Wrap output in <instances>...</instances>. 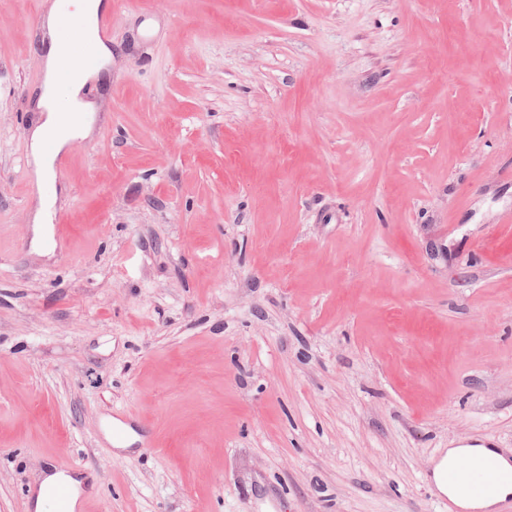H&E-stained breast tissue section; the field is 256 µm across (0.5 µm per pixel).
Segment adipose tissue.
<instances>
[{"label":"adipose tissue","instance_id":"obj_1","mask_svg":"<svg viewBox=\"0 0 512 512\" xmlns=\"http://www.w3.org/2000/svg\"><path fill=\"white\" fill-rule=\"evenodd\" d=\"M99 70L82 73L73 82L61 86L54 81H47L38 100V107L42 113L41 122L30 133V147L33 162L38 174H46L52 168L53 157L45 149L46 141H53L56 150L65 149L75 136V129L61 130L60 117L82 103V90L86 83L98 79ZM87 479L82 475H70L62 472H50L43 476L39 483L40 493L34 494L32 505L35 512H48L50 504L47 501L45 488L64 485L70 490V495L62 507L64 512H79Z\"/></svg>","mask_w":512,"mask_h":512}]
</instances>
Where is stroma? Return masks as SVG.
Wrapping results in <instances>:
<instances>
[{
	"label": "stroma",
	"mask_w": 512,
	"mask_h": 512,
	"mask_svg": "<svg viewBox=\"0 0 512 512\" xmlns=\"http://www.w3.org/2000/svg\"><path fill=\"white\" fill-rule=\"evenodd\" d=\"M49 9L0 0V512L60 458L94 512H453L512 449V0H127L45 179ZM473 453L494 454V452L484 447L448 449L435 466L434 479L436 487L445 493H448L446 486L448 488H461L473 498L484 497L501 486H510L512 488V468H510V462L507 457L502 454H496L501 464L510 469L502 468L495 457L487 455L473 456L468 461L467 467L461 468L458 463L466 460ZM448 460H455L457 463L451 464L445 469L442 481L441 472ZM510 492L512 493L510 488L495 490L485 499L476 501L471 500L464 493L458 492L456 502L463 509L488 510L495 503L508 496Z\"/></svg>",
	"instance_id": "35a3bbf8"
}]
</instances>
